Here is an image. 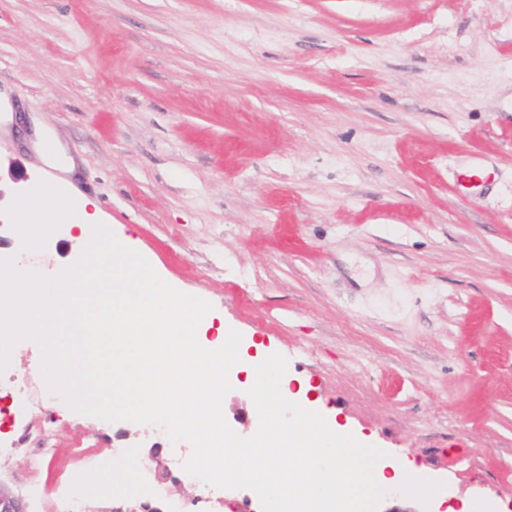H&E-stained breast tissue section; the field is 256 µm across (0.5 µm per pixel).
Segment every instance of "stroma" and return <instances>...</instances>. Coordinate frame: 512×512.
Here are the masks:
<instances>
[{
	"label": "stroma",
	"mask_w": 512,
	"mask_h": 512,
	"mask_svg": "<svg viewBox=\"0 0 512 512\" xmlns=\"http://www.w3.org/2000/svg\"><path fill=\"white\" fill-rule=\"evenodd\" d=\"M0 90V260L80 258L5 213L66 182L241 363L264 343L387 463L512 512V0H0ZM42 360L23 339L0 369L28 512H262L185 481L158 425L69 410ZM224 419L258 427L241 387ZM92 463L111 489L70 498Z\"/></svg>",
	"instance_id": "35a3bbf8"
}]
</instances>
